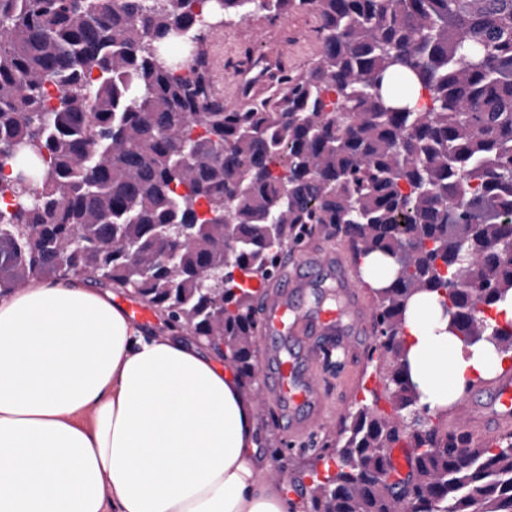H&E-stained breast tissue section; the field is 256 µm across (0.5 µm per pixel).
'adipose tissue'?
I'll return each mask as SVG.
<instances>
[{
	"instance_id": "adipose-tissue-1",
	"label": "adipose tissue",
	"mask_w": 512,
	"mask_h": 512,
	"mask_svg": "<svg viewBox=\"0 0 512 512\" xmlns=\"http://www.w3.org/2000/svg\"><path fill=\"white\" fill-rule=\"evenodd\" d=\"M447 325L435 296L410 301L408 373L434 411L506 361ZM255 434L233 370L111 291L38 277L0 296V512H296Z\"/></svg>"
}]
</instances>
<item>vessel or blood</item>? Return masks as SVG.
<instances>
[{
  "instance_id": "b4317fda",
  "label": "vessel or blood",
  "mask_w": 512,
  "mask_h": 512,
  "mask_svg": "<svg viewBox=\"0 0 512 512\" xmlns=\"http://www.w3.org/2000/svg\"><path fill=\"white\" fill-rule=\"evenodd\" d=\"M298 265L290 279L277 283L263 306L260 364L262 392L275 400L279 421L295 442L312 436L324 415L320 362L345 354L354 336L372 321L340 255L329 248L319 250L302 256ZM323 267L333 274L335 305L302 307L299 297L316 288L315 273ZM461 408L472 433L497 439L512 426V374L503 373L475 388Z\"/></svg>"
}]
</instances>
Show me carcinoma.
<instances>
[{
    "label": "carcinoma",
    "mask_w": 512,
    "mask_h": 512,
    "mask_svg": "<svg viewBox=\"0 0 512 512\" xmlns=\"http://www.w3.org/2000/svg\"><path fill=\"white\" fill-rule=\"evenodd\" d=\"M262 11L315 20L318 57L224 105L205 43ZM372 290L367 361L392 406L344 417L298 472L303 512H512V435L473 443L419 405L405 310L465 341L512 291V0H0V295L33 277L132 292L217 350L265 419L259 312L318 227ZM413 449L389 483L391 449Z\"/></svg>",
    "instance_id": "carcinoma-1"
}]
</instances>
